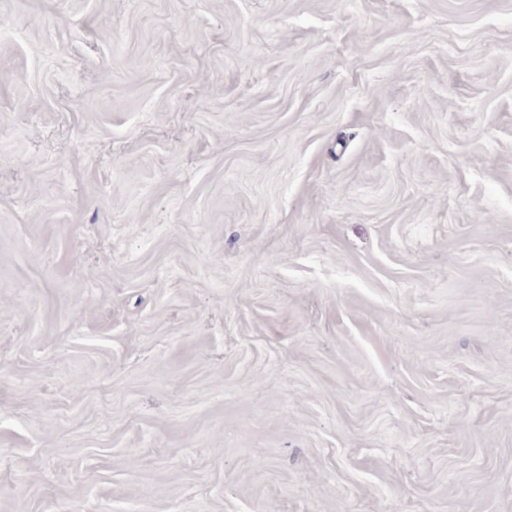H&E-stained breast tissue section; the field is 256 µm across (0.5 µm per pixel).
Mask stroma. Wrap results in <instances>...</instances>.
<instances>
[{"label": "stroma", "instance_id": "stroma-1", "mask_svg": "<svg viewBox=\"0 0 512 512\" xmlns=\"http://www.w3.org/2000/svg\"><path fill=\"white\" fill-rule=\"evenodd\" d=\"M1 16L0 512H512V0Z\"/></svg>", "mask_w": 512, "mask_h": 512}]
</instances>
